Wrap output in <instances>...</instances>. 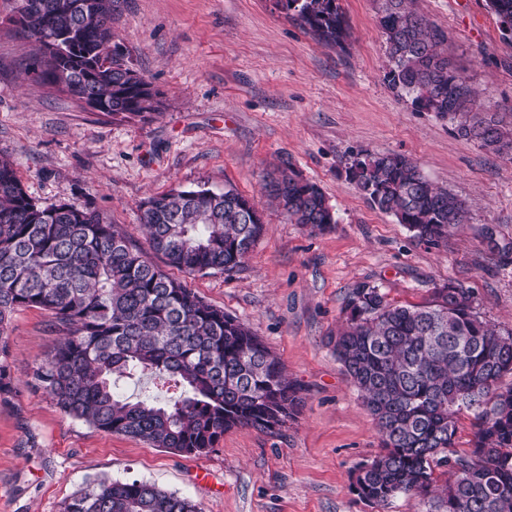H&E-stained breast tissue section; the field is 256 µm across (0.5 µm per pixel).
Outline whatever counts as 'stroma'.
I'll return each mask as SVG.
<instances>
[{
    "label": "stroma",
    "instance_id": "35a3bbf8",
    "mask_svg": "<svg viewBox=\"0 0 512 512\" xmlns=\"http://www.w3.org/2000/svg\"><path fill=\"white\" fill-rule=\"evenodd\" d=\"M346 35L319 42L275 0H113L112 33L159 91L162 114L112 118L41 82L34 39L0 0V155L43 205L96 210L139 247L141 204L174 188L235 187L254 199L264 232L233 274L190 276L208 303L245 322L304 400L282 434L226 432L208 454H174L95 430L28 384L59 338L47 314L16 311L8 328L11 390L0 394V512H60L100 477L146 481L200 512H438L433 499L385 509L350 490L380 450L374 421L330 342L353 288L367 283L422 304L447 281L480 315L512 328V265L495 266L486 226L512 239V161L417 111L385 79L376 0H338ZM448 36V57L487 111L512 125V40L486 0H415ZM360 152L401 153L463 200L467 224L428 246L373 207L346 170ZM290 161L318 184L337 218L314 231L289 223L264 178Z\"/></svg>",
    "mask_w": 512,
    "mask_h": 512
}]
</instances>
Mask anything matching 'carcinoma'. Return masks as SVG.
<instances>
[{
	"label": "carcinoma",
	"instance_id": "cac0c4a2",
	"mask_svg": "<svg viewBox=\"0 0 512 512\" xmlns=\"http://www.w3.org/2000/svg\"><path fill=\"white\" fill-rule=\"evenodd\" d=\"M49 33L63 40L60 68L77 97L93 92L104 112L146 121L160 94L119 44L101 62L98 21L63 0H28ZM389 84L420 112L447 119L456 133L512 159V127L485 112L443 49L444 31L412 0H377ZM512 36V0H487ZM326 42L343 31L338 0H276ZM265 191L296 224H336L315 183L289 162ZM349 179L379 211L423 244L438 245L467 222L465 203L434 185L412 159L358 153ZM254 200L234 188L172 189L144 202L149 249L186 276L231 274L263 231ZM489 253L512 264V240ZM23 308L44 311L62 332L32 385L72 419L168 452L209 453L231 429L278 435L302 402L278 360L252 330L153 264L146 252L74 203L44 206L24 190L13 162L0 158V393L11 389L7 328ZM345 321L330 339L380 435L381 450L357 469L352 491L387 508L400 494L431 496L442 512H512V329L482 318L453 281L422 305H402L376 286L348 295ZM149 377L172 395L132 398L126 384ZM474 418L472 448L454 449L458 416ZM61 512H199L189 498L153 484L100 479L75 491Z\"/></svg>",
	"mask_w": 512,
	"mask_h": 512
}]
</instances>
